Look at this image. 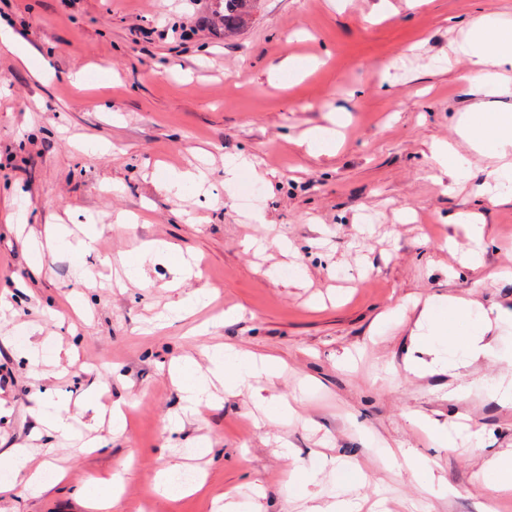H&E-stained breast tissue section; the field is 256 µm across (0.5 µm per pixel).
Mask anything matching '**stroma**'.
<instances>
[{"label": "stroma", "instance_id": "obj_1", "mask_svg": "<svg viewBox=\"0 0 512 512\" xmlns=\"http://www.w3.org/2000/svg\"><path fill=\"white\" fill-rule=\"evenodd\" d=\"M405 2L260 0L228 39L218 0H0V22L36 52L27 65L0 49V446L24 445L49 484L37 496L20 483L1 491L0 512H85L88 479L124 463L109 512H139L146 498L151 512H210L230 488L249 501L255 482L265 512H311L331 503L348 459L366 476L351 492L360 512H512V493L488 497L476 484L470 450L443 451L410 420L465 414L492 456L512 451V408L478 389L450 401L447 375L404 368L417 302L454 295L512 308V284L488 279L512 267V197L480 196L492 159L455 184L432 156L441 142L467 151L456 118L491 101L450 64L454 45L481 13L512 18V0ZM290 56L322 64L295 76L281 68ZM77 70L90 76L80 88L69 81ZM338 115L332 153L296 146ZM232 156L253 167L229 190ZM198 166L209 171L202 191L179 199L158 188L168 170ZM255 187L259 205L242 207ZM461 212L486 225L484 268L466 262ZM50 224L76 238L97 230L84 258L96 286L64 249L33 268L26 239ZM451 236L453 252L443 248ZM152 239L195 256L199 275L175 288L164 264L149 263L142 285L117 287L121 256ZM199 288L209 306L156 327L165 305ZM400 305L401 317L379 324ZM233 306L239 320L195 334ZM32 342L68 354L32 374ZM221 343L284 364L259 380L265 397L312 380L300 421L281 425L229 395L183 414L171 361ZM100 387L126 402L124 434L86 411ZM39 398L76 415L80 439L47 434L31 414ZM84 438L95 448L81 450ZM374 439L435 460L447 494L379 469ZM176 464L199 467L203 489L156 496V473ZM302 468L319 471L321 492L284 498V479Z\"/></svg>", "mask_w": 512, "mask_h": 512}]
</instances>
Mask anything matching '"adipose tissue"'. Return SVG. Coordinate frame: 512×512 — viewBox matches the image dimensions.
Instances as JSON below:
<instances>
[{
	"label": "adipose tissue",
	"mask_w": 512,
	"mask_h": 512,
	"mask_svg": "<svg viewBox=\"0 0 512 512\" xmlns=\"http://www.w3.org/2000/svg\"><path fill=\"white\" fill-rule=\"evenodd\" d=\"M454 61L460 65L465 79L486 95L512 96V79L507 76L512 69V24L502 22L492 13L478 16L465 38L455 46ZM455 128L469 143L470 154L442 146L436 149L435 160L454 177L464 178L473 171V156L497 159V167L488 173L480 192L491 200L512 193V110L464 112L457 117ZM150 256L164 259L174 281L180 283L191 278L189 260L167 242L153 240L128 257L127 276L131 281H142V266ZM511 321V312L485 309L473 299L427 300L417 319L413 347L405 358L407 368L422 375L436 370L453 371L479 358L494 363L508 361L512 358V346L496 328ZM278 369L275 359H259L245 349L224 345L210 353L207 368L188 362L176 366L174 374L187 412L195 414L211 405L214 395L210 385L219 380L225 392L236 396L248 394L264 408L268 418L284 422L292 413L288 401L265 398L252 385L253 378L276 375ZM417 421L442 450H454L462 442L477 450L483 446L481 431L472 425L459 421L441 423L422 415Z\"/></svg>",
	"instance_id": "ef3b65f1"
}]
</instances>
